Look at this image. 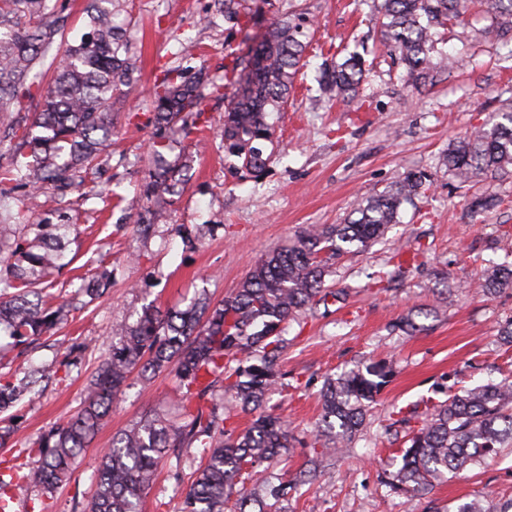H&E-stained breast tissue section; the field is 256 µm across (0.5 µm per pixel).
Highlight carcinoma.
Wrapping results in <instances>:
<instances>
[{
    "instance_id": "carcinoma-1",
    "label": "carcinoma",
    "mask_w": 512,
    "mask_h": 512,
    "mask_svg": "<svg viewBox=\"0 0 512 512\" xmlns=\"http://www.w3.org/2000/svg\"><path fill=\"white\" fill-rule=\"evenodd\" d=\"M512 24V0H382L376 21L390 55L413 74L427 78L452 61L435 50L432 29L461 22L479 6ZM120 0H97L88 15L90 33L77 43L65 40L66 24L53 0H0V322L21 345L52 335L62 310L47 306L44 290L53 271L66 266L64 237L69 224H22L3 232L13 218L2 185L49 190L59 198L79 190L89 174L112 156V98L130 88L138 70L131 47L115 18ZM303 26L286 16L271 24L253 55L246 77L226 82L189 80L169 68L155 85L148 121L155 130L179 126L187 136L199 131L203 90L235 89L219 136L235 168L252 178L266 170L265 151L276 130L268 117L282 112L295 79L306 65ZM365 77L359 54L352 53L325 74L320 90L349 100ZM169 137L151 142L154 170L146 200L161 213L186 166L169 161ZM448 171L461 181L512 167V105L500 120L482 126L448 147ZM427 176L409 173L394 188L357 204L343 224L312 226L291 244L262 257L236 291L216 305L200 300L185 311L161 314L146 308L132 325L113 330L112 354L84 390L80 407L66 424L43 434L26 453L33 467L0 457V503L11 509V489L25 482L52 492L109 413L131 371L143 380L174 368L178 374L177 419L153 418L122 430L112 439L98 467V484L87 512H137L152 488L170 448H198L184 512H288L291 491L331 468L362 431L368 412L393 375L391 361L372 360L326 378L322 414L309 447L306 467L286 480L269 472L288 453V424L267 411L270 393L280 385L284 324L302 310L345 299V291L325 287L330 261L353 250L364 252L398 223L401 205L419 195ZM420 249H392L388 263L398 271L413 266ZM487 294L512 288V268L489 265L483 276ZM57 364L40 366L22 378L0 376V413L38 393L40 382L57 376ZM389 415V425L407 428L396 449L399 465L383 472L389 491L427 496L448 475L458 476L512 448V381L442 391ZM255 415L250 426H227L224 401ZM266 476L248 492L242 487L261 466ZM427 512H512V502L491 511L480 500L431 504Z\"/></svg>"
}]
</instances>
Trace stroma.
Instances as JSON below:
<instances>
[{"mask_svg":"<svg viewBox=\"0 0 512 512\" xmlns=\"http://www.w3.org/2000/svg\"><path fill=\"white\" fill-rule=\"evenodd\" d=\"M291 13L303 14L307 22L306 65L285 111L269 117L277 142L264 177L255 181L234 168L216 135L226 102L205 98V131L174 146L192 159L183 185L161 220L144 216L151 226L148 237L134 233L130 216L142 207L152 167L154 128L141 111L162 67H202L209 78H223L274 20ZM118 20L139 77L112 102V157L89 183V197L75 194L62 205L51 193L37 192L27 202L31 223H56L64 210L75 225L67 247L72 262L54 275L55 295L72 309L53 337L23 353L1 328L0 373L61 360L78 339L89 340L90 347L66 377L13 409L16 432L0 447V456L20 455L70 420L112 351L113 328L130 322L135 311L149 304L163 311L183 309L201 293L218 303L238 288L260 256L294 240L307 225L343 223L358 199L388 190L407 173L422 172L429 177L423 194L401 206L385 241L364 253L345 254L331 266L325 283L347 289L346 303L290 322L281 360L287 384L276 389L269 406L287 420L296 440L287 461L274 468L289 476L310 453L325 376L390 357L394 377L362 434L335 468L301 488L291 508L423 512L424 500L392 495L380 482L396 445L394 434L385 431L386 418L393 408L432 396L438 386L472 388L501 378L497 367L504 357L496 338L512 320V290L492 296L480 287L486 261L512 263V173L462 184L449 175L444 159L449 145L512 102V28L487 36L493 18L481 12L466 25L437 29V50L455 56L459 65L419 83L387 56L379 27L354 12L352 0H254L251 21L235 27L224 20L222 0H125ZM181 38L198 43L199 58L179 56ZM353 51L363 55L368 71L356 100L320 96L321 69ZM479 194L500 199V206L471 213L466 201ZM402 243L423 246L419 265L397 275L388 290L370 288L371 275ZM95 264L110 285L91 301L79 277ZM413 306L437 312L418 317L419 331L397 330L396 322ZM175 382L171 371L147 382L131 375L67 479L44 496L32 486H14L20 504L37 498L41 512H84L96 490L100 451L119 431L147 417L167 416ZM198 454L183 448L168 455L141 512H180L189 469L176 459ZM488 491L500 500L512 498V454L449 479L432 496L453 507Z\"/></svg>","mask_w":512,"mask_h":512,"instance_id":"35a3bbf8","label":"stroma"}]
</instances>
